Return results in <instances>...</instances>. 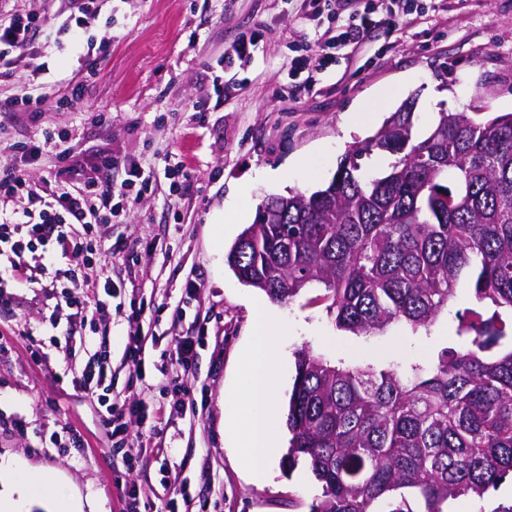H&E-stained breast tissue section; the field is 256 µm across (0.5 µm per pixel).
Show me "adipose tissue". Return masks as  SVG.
Segmentation results:
<instances>
[{"mask_svg": "<svg viewBox=\"0 0 512 512\" xmlns=\"http://www.w3.org/2000/svg\"><path fill=\"white\" fill-rule=\"evenodd\" d=\"M271 319L267 309L259 310L254 340L241 369L240 390L224 401L225 414L240 421L233 432L234 446L251 479L256 482L271 477L267 460L278 450L272 423L279 415L273 378L278 370L280 351L278 339L268 333L267 324Z\"/></svg>", "mask_w": 512, "mask_h": 512, "instance_id": "ef3b65f1", "label": "adipose tissue"}]
</instances>
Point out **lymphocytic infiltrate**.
Wrapping results in <instances>:
<instances>
[{
    "label": "lymphocytic infiltrate",
    "instance_id": "f902f5d3",
    "mask_svg": "<svg viewBox=\"0 0 512 512\" xmlns=\"http://www.w3.org/2000/svg\"><path fill=\"white\" fill-rule=\"evenodd\" d=\"M35 14L19 15L0 0V78L14 76L17 63L37 33ZM19 152L54 156V186L36 190L24 173L0 167V302L12 303L22 288L46 281L57 291L55 306L77 316H106L112 309V282L106 258L112 252L100 229L111 223L126 198L124 185L113 183L111 159H104V177L71 188L69 159L74 154L70 134L43 128L35 141L19 145ZM25 195L26 208L7 210L4 203ZM96 269L95 278L83 270Z\"/></svg>",
    "mask_w": 512,
    "mask_h": 512
}]
</instances>
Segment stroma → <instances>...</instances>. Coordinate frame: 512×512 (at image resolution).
<instances>
[{
    "mask_svg": "<svg viewBox=\"0 0 512 512\" xmlns=\"http://www.w3.org/2000/svg\"><path fill=\"white\" fill-rule=\"evenodd\" d=\"M416 2L417 10L400 14L394 26L373 28L327 62L303 36L335 29L336 18L315 16L307 0H99L94 25L76 43L62 32L66 0H11L13 12L37 14L39 35L16 78L0 80V153L49 126L77 139L73 184L93 175L104 153L117 184L130 161L157 167L150 188L132 186L120 218L104 229L113 249L107 269L120 289L109 317L89 325L55 311L44 288L0 306V457L15 464L11 483L43 482L21 512H55L48 492L54 485L65 486L82 512H122L120 492L131 482L147 492L141 512H161L164 483L173 478L188 481L193 496L206 501L205 512H309L322 489L307 467L289 472L278 461L270 480L254 483L229 437L224 400L239 388L255 310L268 298L237 279L226 255L266 196L326 186L348 146L372 135L404 102L415 100L422 135L441 112H512V0ZM249 39V57H238L236 46ZM300 57L315 78L307 91L293 78ZM90 62L97 75L80 107L58 108L68 79ZM28 83L46 89L36 114L11 104ZM359 110L372 120L349 128ZM182 167L187 177H175ZM259 170L282 178L257 182ZM246 186L249 215L225 223V200ZM130 251L138 257L132 267L124 262ZM323 295L315 284L292 303L273 306L268 331L282 354L279 406L288 403L298 350L333 362L422 361L446 346L456 312L476 305L463 289L430 333L396 324L380 335L355 336L335 329ZM141 298L169 309L183 305L186 314L175 321L168 310L140 322L146 376L133 383L124 349L129 303ZM32 328L58 335L45 359L27 349ZM178 338L197 344L188 378L192 404L154 434L166 456L136 443L110 450L106 410L76 382L83 367L107 348L110 368L100 393L150 414L175 370L170 352ZM18 419L24 431L15 429ZM71 431L84 447H54L53 438ZM130 458L138 462L132 470Z\"/></svg>",
    "mask_w": 512,
    "mask_h": 512,
    "instance_id": "obj_1",
    "label": "stroma"
}]
</instances>
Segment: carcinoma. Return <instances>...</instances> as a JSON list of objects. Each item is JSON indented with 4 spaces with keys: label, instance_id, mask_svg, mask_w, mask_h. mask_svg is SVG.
I'll return each mask as SVG.
<instances>
[{
    "label": "carcinoma",
    "instance_id": "cac0c4a2",
    "mask_svg": "<svg viewBox=\"0 0 512 512\" xmlns=\"http://www.w3.org/2000/svg\"><path fill=\"white\" fill-rule=\"evenodd\" d=\"M393 157L370 177L361 160ZM238 279L291 302L323 285L337 329L429 332L463 284L477 307L426 363L333 364L298 352L288 469L322 485L309 512H445L512 477V112L397 110L351 146L330 184L268 197L227 253Z\"/></svg>",
    "mask_w": 512,
    "mask_h": 512
}]
</instances>
